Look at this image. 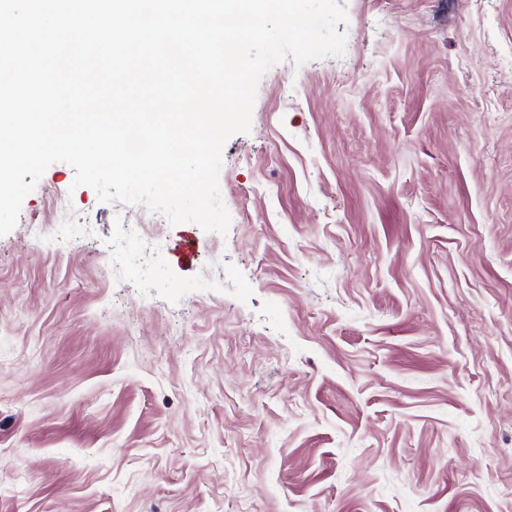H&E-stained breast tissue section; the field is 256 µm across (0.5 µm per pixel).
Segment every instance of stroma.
<instances>
[{
  "label": "stroma",
  "instance_id": "35a3bbf8",
  "mask_svg": "<svg viewBox=\"0 0 512 512\" xmlns=\"http://www.w3.org/2000/svg\"><path fill=\"white\" fill-rule=\"evenodd\" d=\"M338 2L223 148L227 234L25 197L0 512H512V0Z\"/></svg>",
  "mask_w": 512,
  "mask_h": 512
}]
</instances>
